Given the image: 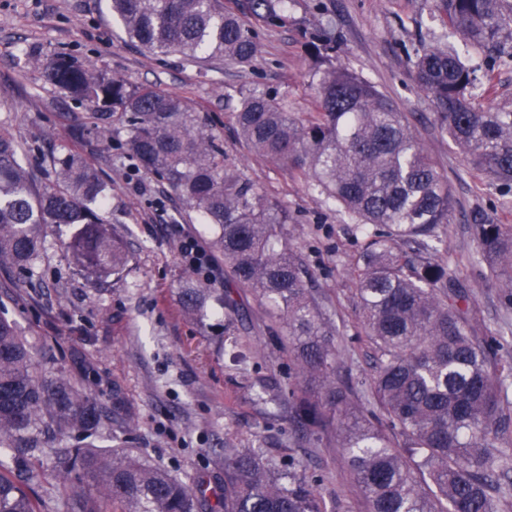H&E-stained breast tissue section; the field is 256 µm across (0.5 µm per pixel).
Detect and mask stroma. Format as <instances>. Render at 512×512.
Instances as JSON below:
<instances>
[{
	"label": "stroma",
	"mask_w": 512,
	"mask_h": 512,
	"mask_svg": "<svg viewBox=\"0 0 512 512\" xmlns=\"http://www.w3.org/2000/svg\"><path fill=\"white\" fill-rule=\"evenodd\" d=\"M243 20L259 43L252 63H191L131 45L110 18L108 0H0V124L29 145L20 158L26 167L46 168L50 154L77 152L110 178L108 217L130 254L122 278L83 276L64 247L75 227L45 225L36 276L0 269V315L34 346L38 374L66 376L109 412L90 438L96 447L131 449L174 477L212 487L224 475L225 449L255 450L268 464L292 463L323 496L327 512H365L335 431L313 435L292 426L279 405L278 395L301 383L293 359L255 295L229 287L230 271L208 226L164 181L123 157V132L108 141L77 138L76 128L92 123L89 108L47 81L28 57L65 53L132 84L157 86L220 133L226 162L287 208L290 245L314 275V294L336 325L340 377L356 392L370 382L379 356L362 333L351 279L362 235L290 167L249 149L232 119L240 92L270 88L289 111H310L317 95L310 44L324 32L336 45L337 63L411 116L455 199L439 263L468 294L485 335L496 338L501 364H512V308L501 305L499 283L486 279L470 224L477 210L512 224V191L471 170L465 152L434 125V106L415 81L416 51L442 31L434 0H288L280 25L249 14ZM459 52L468 64L493 71V92L473 90V104L512 111V42L492 53L465 45ZM188 237L210 257L199 268L201 281L233 301L225 324L212 315L190 319L178 302L191 270L181 253Z\"/></svg>",
	"instance_id": "1"
}]
</instances>
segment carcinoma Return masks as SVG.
I'll return each mask as SVG.
<instances>
[{
    "label": "carcinoma",
    "instance_id": "cac0c4a2",
    "mask_svg": "<svg viewBox=\"0 0 512 512\" xmlns=\"http://www.w3.org/2000/svg\"><path fill=\"white\" fill-rule=\"evenodd\" d=\"M447 36L416 53L415 79L430 97L441 131L462 147L472 169L512 186V112L475 108L478 80L448 36L493 51L512 38V0H437ZM251 14L282 21L276 0H248ZM129 42L188 60L224 56L249 64L258 44L224 0H110ZM310 112L288 111L277 96L252 89L233 119L263 157L288 164L333 201L361 231L352 270L365 336L381 357L363 400L336 385L339 355L331 317L308 288L310 273L288 243V210L260 193L224 159L221 135L175 94L133 85L65 55L33 57L47 80L79 104L100 109L94 130L112 140L110 119L125 130L124 157L174 189L212 227L213 246L232 279L273 315L306 389L280 398L288 421L336 426L344 461L367 512H500L512 496V413L503 404L512 365L491 364L474 308L436 260L455 200L447 178L419 141L411 118L386 94L330 58L321 38ZM23 144L0 129V265L31 278L45 249V224H77L74 261L122 273L129 255L112 236L106 202L112 183L82 157L51 155L54 181L41 185L23 168ZM489 276L508 282L512 304V224L472 217ZM186 316L208 303L231 304L191 278L180 288ZM106 410L64 376L42 378L15 324L0 316V512H37L31 490L60 493L58 512H200L210 498L224 512H325L324 500L290 467L271 469L254 451L224 449V484L186 482L123 448L62 444L41 435H91ZM44 457V468L32 462Z\"/></svg>",
    "mask_w": 512,
    "mask_h": 512
}]
</instances>
